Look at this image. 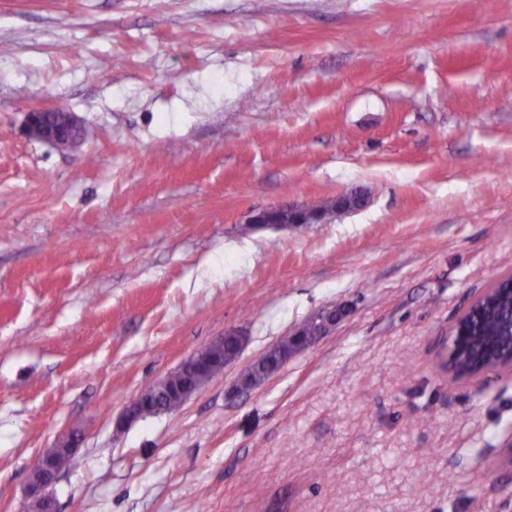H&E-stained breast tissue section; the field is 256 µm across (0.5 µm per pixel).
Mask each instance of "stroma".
Returning a JSON list of instances; mask_svg holds the SVG:
<instances>
[{
    "mask_svg": "<svg viewBox=\"0 0 512 512\" xmlns=\"http://www.w3.org/2000/svg\"><path fill=\"white\" fill-rule=\"evenodd\" d=\"M53 106L79 151L26 132ZM511 273L512 0H0V512L69 432L58 512H512V370L440 367ZM229 329L222 374L120 424ZM331 209L309 208L301 204L274 205L247 216L245 224H270L288 226L297 224H324L334 215L361 209L366 197L362 190L351 188L336 196ZM288 211V219H278L276 214ZM305 331L309 336H304L302 329H297L293 336H284L278 344L265 352L261 357L248 366L242 375V380L248 384H258L276 374L283 367V361L288 357L289 353L294 349V338L297 336V348L299 351L304 350L312 345L308 340L317 336L319 325L316 323H307ZM460 336H454L451 340L450 345H448V356H446L445 364L448 368V374H450L455 379H466L469 381H477L481 377V375L488 369L498 368V367H508L512 368V352L506 356L499 357L497 360L496 367H488L482 368L475 371L462 372L458 368V354L460 352ZM169 377L170 373L158 382L148 386L144 391L137 395L127 406L124 412V420L132 422L139 419L143 413V408L147 404V395L158 387H165L168 383Z\"/></svg>",
    "mask_w": 512,
    "mask_h": 512,
    "instance_id": "1",
    "label": "stroma"
}]
</instances>
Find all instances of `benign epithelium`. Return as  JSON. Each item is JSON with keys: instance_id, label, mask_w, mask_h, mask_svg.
Returning a JSON list of instances; mask_svg holds the SVG:
<instances>
[{"instance_id": "1", "label": "benign epithelium", "mask_w": 512, "mask_h": 512, "mask_svg": "<svg viewBox=\"0 0 512 512\" xmlns=\"http://www.w3.org/2000/svg\"><path fill=\"white\" fill-rule=\"evenodd\" d=\"M26 128L31 137L63 148L71 145L81 131L78 117L62 107L38 109L27 113ZM365 202L366 197L362 190L351 188L336 196L335 207L331 209L309 208L301 204L274 205L248 215L245 223L278 226L324 224L336 214L361 209ZM459 347L460 337L456 336L448 345V356L445 359L448 374L455 379L479 380L485 369L463 372L458 368ZM210 367L211 362L206 347L198 350L179 365V369L183 373L186 371L199 373L210 369ZM168 380L169 377L166 376L137 395L127 406L124 420L132 422L139 419L147 404V395L158 387L166 386ZM50 459L51 451L49 450L36 457L28 484V499L41 501L44 512H56L54 500L45 493L46 488L52 485L59 476V473L50 466Z\"/></svg>"}]
</instances>
